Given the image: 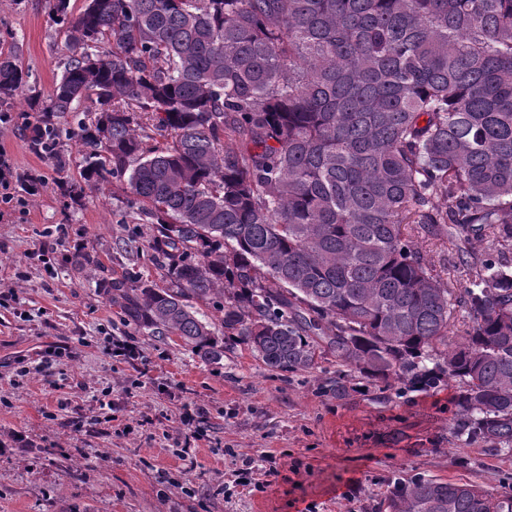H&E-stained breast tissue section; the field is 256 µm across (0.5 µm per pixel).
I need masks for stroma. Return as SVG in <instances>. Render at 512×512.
I'll return each instance as SVG.
<instances>
[{
  "instance_id": "35a3bbf8",
  "label": "stroma",
  "mask_w": 512,
  "mask_h": 512,
  "mask_svg": "<svg viewBox=\"0 0 512 512\" xmlns=\"http://www.w3.org/2000/svg\"><path fill=\"white\" fill-rule=\"evenodd\" d=\"M52 8L0 0V52L16 53L44 98L65 51ZM11 116L0 151L14 180L41 182L25 207L0 206V512H375L394 480L419 478L512 493V452L452 436L455 384L381 392L353 381L339 399L327 390L333 356L309 373H275L229 334L223 360L207 363L177 338L125 323L73 264L90 251L101 276L133 267L158 279L148 249L124 250V185L71 200L81 143L63 141L58 169L27 141L24 96ZM114 340L138 358L109 355ZM53 346L65 355L44 361ZM196 404L208 410L209 439L184 458L180 416ZM246 455L256 484L243 489L233 479Z\"/></svg>"
}]
</instances>
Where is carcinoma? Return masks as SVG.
Listing matches in <instances>:
<instances>
[{
  "label": "carcinoma",
  "instance_id": "1",
  "mask_svg": "<svg viewBox=\"0 0 512 512\" xmlns=\"http://www.w3.org/2000/svg\"><path fill=\"white\" fill-rule=\"evenodd\" d=\"M68 8L60 78L25 132L63 169L74 132L53 118L82 112L70 193L127 186L125 247L146 243L161 282L96 281L125 322L216 363L229 332L277 372L327 349L338 398L352 372L382 390L453 382L454 438L512 450V0ZM28 87L0 55V108ZM408 229L455 242L467 285ZM377 512H512V495L398 481Z\"/></svg>",
  "mask_w": 512,
  "mask_h": 512
}]
</instances>
